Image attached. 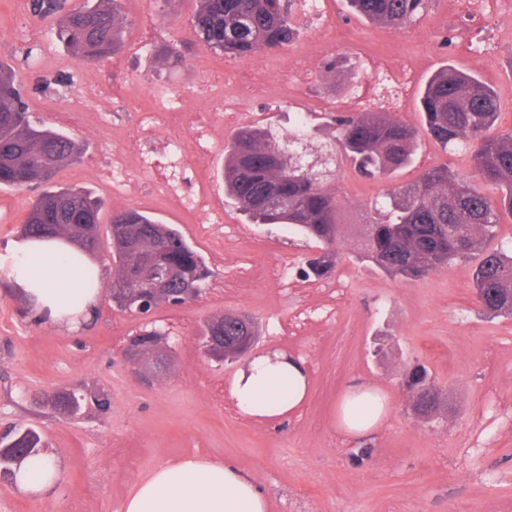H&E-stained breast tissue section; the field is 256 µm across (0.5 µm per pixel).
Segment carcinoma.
<instances>
[{"label": "carcinoma", "instance_id": "1", "mask_svg": "<svg viewBox=\"0 0 512 512\" xmlns=\"http://www.w3.org/2000/svg\"><path fill=\"white\" fill-rule=\"evenodd\" d=\"M193 33L202 47L246 58L277 50L296 37L293 16L298 0H197ZM356 13L378 25L404 27L425 11L430 0H348ZM32 12L56 20L66 50L96 62L121 46L124 18L120 0H84L68 9L65 0H32ZM424 132L442 145L472 147L475 177L498 190L492 197L469 178L446 166L426 169L418 181L375 201L363 222H345L346 206L321 177L307 170L299 146L304 137L288 133L284 145L269 128L238 129L224 147V195L254 224H286L318 245L306 260L307 274L321 278L341 259L337 242L357 233V258L380 272L415 280L458 261L476 260L474 288L483 309L512 318V252L491 249L501 215H512V131H494L500 98L472 74L450 65L426 84L420 98ZM345 158L366 178L386 179L407 166L419 131L385 112H350L334 118ZM80 146L66 134L32 123L29 105L12 65L0 61V188L40 187L23 227L26 238L53 235L80 244L89 253L100 248L101 201L84 188L53 185L56 174L75 163ZM109 253L112 293L122 308H135L146 296L150 305L170 303L187 286L202 287L209 271L199 254L172 224H162L136 209L112 215ZM173 268L177 277L156 292L149 269ZM76 287L91 288L89 267L76 264ZM203 336L218 337L231 348L239 336L256 335L249 316L216 315ZM414 415L431 425L443 411L440 389L426 367L404 378ZM56 409L74 416L80 400L70 393L53 398ZM0 447L15 459L11 475L41 454V435L19 429L0 436Z\"/></svg>", "mask_w": 512, "mask_h": 512}]
</instances>
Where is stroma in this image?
Masks as SVG:
<instances>
[{"label":"stroma","instance_id":"obj_1","mask_svg":"<svg viewBox=\"0 0 512 512\" xmlns=\"http://www.w3.org/2000/svg\"><path fill=\"white\" fill-rule=\"evenodd\" d=\"M123 47L91 65L70 56L55 37L53 20L28 11V0H0V61L15 65L32 119L55 127L83 148L81 162L60 171L59 185L84 186L102 202L103 221L133 207L175 225L203 257L210 272L202 294L184 305L162 304L136 315L111 297L112 262L107 248L93 254L101 299L77 333L34 321L11 273L13 241L38 189H0V433L15 425L39 430L60 462L58 487L46 497L19 490L0 476V512H121L134 482L156 466L186 455L221 459L241 468L267 494L270 512H512V318L483 313L475 300L474 262H462L403 281L356 260V241L346 234L337 248L342 260L327 277L298 287L301 267L315 255L312 243L283 224H252L224 199V145L234 127L220 129L203 169L185 167L178 195L207 194L214 213L197 212L156 192L149 176L128 165L124 180L136 186L129 203L117 201L102 172L115 151L133 154L141 112L160 98L182 104L183 139L193 143L197 126L222 112L212 97L226 67L246 69L273 62L275 53L227 58L188 44L196 0H121ZM337 26L350 31L354 49L335 48L319 58L315 72L294 96L263 95L240 100L253 125L288 133L296 112L308 114L307 157L335 146L339 96L363 91L366 107L388 112L421 128V92L439 69L452 65L487 82L503 101L498 120L512 130V0H432L427 12L403 28H387L352 13L346 0H321ZM391 40L393 63H421L403 98L395 99L370 80L359 64L381 37ZM452 44H445V37ZM41 51L21 65L28 43ZM178 45L181 61L156 67L147 48ZM339 59L346 80L326 70ZM101 81L98 98L79 89ZM472 172L466 145L443 150L420 136L412 164L391 181L369 182L350 166L332 189L352 216L374 196L414 183L430 167ZM220 223H211V216ZM264 249L269 262L286 267L288 284L252 282L239 288V260ZM242 313L260 336L255 351L280 348L288 319L311 316L316 358L306 361L309 393L285 417L226 416L211 401L208 383L230 381L235 366L211 359L201 344L214 315ZM166 334L169 358L155 376L138 372L125 358L129 340L146 324ZM424 365L447 396L443 423L415 418L401 386L404 373ZM385 391L389 412L376 430L355 438L337 428L339 402L355 383ZM70 390L83 395L81 413L66 417L51 404ZM105 395L107 407L95 402Z\"/></svg>","mask_w":512,"mask_h":512}]
</instances>
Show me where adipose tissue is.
Returning <instances> with one entry per match:
<instances>
[{
  "label": "adipose tissue",
  "mask_w": 512,
  "mask_h": 512,
  "mask_svg": "<svg viewBox=\"0 0 512 512\" xmlns=\"http://www.w3.org/2000/svg\"><path fill=\"white\" fill-rule=\"evenodd\" d=\"M15 249L20 255L16 281L36 315L65 331L80 330L101 297L100 288H87L79 305L70 303L74 264H90L89 255L57 237L29 239ZM308 385L303 361L275 349L253 357L236 373L230 395L242 414L270 418L303 403ZM386 413L387 400L380 389L354 386L341 400L340 425L361 434L376 427ZM58 479L56 460L45 455L27 463L16 483L24 492L42 496ZM122 512H269V501L240 468L189 455L136 480Z\"/></svg>",
  "instance_id": "1"
}]
</instances>
